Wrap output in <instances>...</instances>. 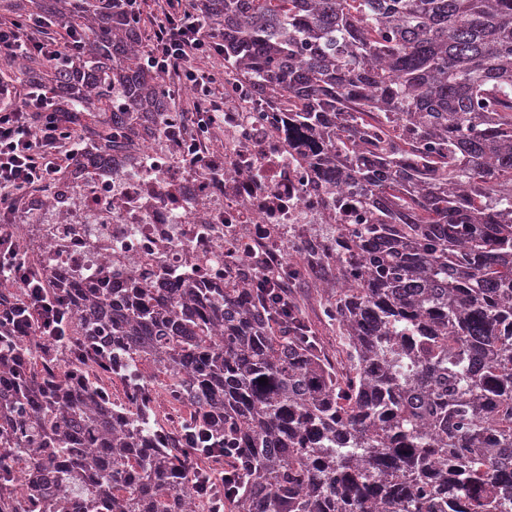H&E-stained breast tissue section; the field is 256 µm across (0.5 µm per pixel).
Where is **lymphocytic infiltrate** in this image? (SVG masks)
Segmentation results:
<instances>
[{"mask_svg": "<svg viewBox=\"0 0 512 512\" xmlns=\"http://www.w3.org/2000/svg\"><path fill=\"white\" fill-rule=\"evenodd\" d=\"M80 45V36L71 31L46 37L32 23L0 21V57L24 53L57 69L78 53ZM223 53V41L194 17L188 0H166L143 62L161 73H176L193 91L194 109L185 116V124L223 121L224 101L204 83L197 67L200 57ZM73 130L66 114L56 111L43 92H25L13 107L0 109V213L12 214L18 196L54 184L63 162L61 148ZM22 281L26 294L21 303L38 313L39 334L52 339L67 334L69 312L48 297L33 276L23 275Z\"/></svg>", "mask_w": 512, "mask_h": 512, "instance_id": "f902f5d3", "label": "lymphocytic infiltrate"}]
</instances>
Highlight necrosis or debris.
Instances as JSON below:
<instances>
[{
	"label": "necrosis or debris",
	"mask_w": 512,
	"mask_h": 512,
	"mask_svg": "<svg viewBox=\"0 0 512 512\" xmlns=\"http://www.w3.org/2000/svg\"><path fill=\"white\" fill-rule=\"evenodd\" d=\"M263 107L225 70L223 124L193 136L161 124L110 165L76 166L26 221L0 224V251L18 252L44 287L106 298L115 288H220L256 260L291 263L310 225L360 223Z\"/></svg>",
	"instance_id": "1"
}]
</instances>
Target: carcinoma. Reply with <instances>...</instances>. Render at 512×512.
Here are the masks:
<instances>
[{
	"label": "carcinoma",
	"mask_w": 512,
	"mask_h": 512,
	"mask_svg": "<svg viewBox=\"0 0 512 512\" xmlns=\"http://www.w3.org/2000/svg\"><path fill=\"white\" fill-rule=\"evenodd\" d=\"M224 61L288 131L320 154L326 181L370 223L321 224L286 267L336 252L320 289L327 347L301 312L242 279L172 295L125 288L51 296L74 336L47 350L0 316V512H188L185 442L151 424L145 362L195 411L198 446L228 448L235 512H512V0H194ZM83 35L37 76L80 116L95 164L174 121L143 49L132 0H0ZM112 342L126 403L75 372ZM268 383H259L260 378ZM93 447H85L87 440Z\"/></svg>",
	"instance_id": "carcinoma-1"
}]
</instances>
